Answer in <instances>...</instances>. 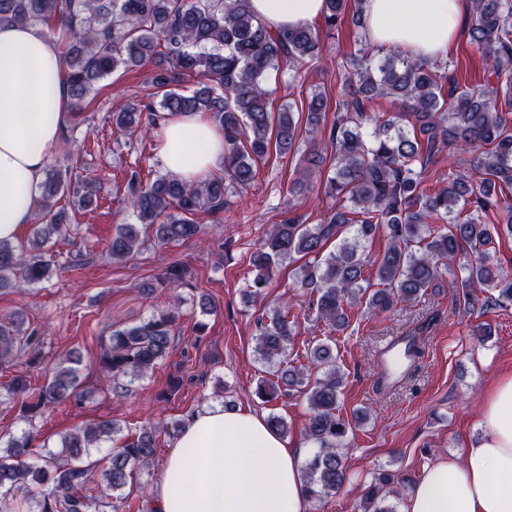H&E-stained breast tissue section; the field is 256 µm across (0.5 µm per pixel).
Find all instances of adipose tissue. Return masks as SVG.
<instances>
[{"instance_id":"adipose-tissue-1","label":"adipose tissue","mask_w":512,"mask_h":512,"mask_svg":"<svg viewBox=\"0 0 512 512\" xmlns=\"http://www.w3.org/2000/svg\"><path fill=\"white\" fill-rule=\"evenodd\" d=\"M275 29L313 25L324 0H250ZM470 0H364L367 39L429 60L456 49ZM60 44L43 28L0 24V240L18 242L34 216L48 160L69 119ZM163 167L192 183L224 167V132L199 113L157 130ZM481 438L423 470L402 512H512V371L483 396ZM153 498L157 512H309L301 444L263 415L220 406L193 415L169 451Z\"/></svg>"}]
</instances>
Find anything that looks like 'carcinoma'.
<instances>
[{
	"mask_svg": "<svg viewBox=\"0 0 512 512\" xmlns=\"http://www.w3.org/2000/svg\"><path fill=\"white\" fill-rule=\"evenodd\" d=\"M249 0H0V23L44 25L61 38L67 94L74 113L83 111L98 85L114 72L147 62L157 100L112 113L119 129L149 130L161 112L201 113L224 129V176L187 184L167 173L142 183L133 173L128 193L139 224L155 227L161 242L199 237L195 216L224 212L232 190L254 182L270 151H295L298 123L290 104L269 111L267 75L283 64L312 62L322 37L351 16L361 29L363 0H324L321 23L274 30L249 9ZM469 38L485 59V83L463 89L448 85V64L394 50L385 55L366 38L347 58L348 72L336 100V119L329 140L335 146L332 174L321 183L336 207L319 224H306L292 214L275 224L250 256L253 279L246 282L252 298L263 296L274 269L285 261H303L300 286L316 293L317 319L336 331L349 327L352 303L366 299L371 312H385L411 302L439 278V267L459 271L463 305H475L478 293L496 292V302L512 303V274L493 261V239L512 237V205L500 203L498 190L512 189V0H472ZM195 79L185 89L181 83ZM385 98L392 111L374 117L375 129L361 131L370 102ZM326 99L313 94L307 105L308 132L321 131ZM471 156L478 180L449 166L446 186L428 194L422 189L430 158L443 150ZM323 158L311 150L293 182L302 194ZM68 172L51 169L41 185L35 220L27 246L0 241V291L36 285L50 277L41 251L54 237L69 233L57 197L70 190ZM503 210L498 223L488 224L491 211ZM384 235L387 246L375 260L377 283L365 278V244ZM336 250L323 253L328 243ZM142 240L138 224H124L109 243L110 255L124 260ZM473 259L456 264L466 253ZM176 312L153 315L112 331L100 357L101 372L118 388L142 380L163 361L174 340ZM256 352L269 375L258 394L273 399L282 390L305 395L309 417L304 439L315 445L306 460L304 482L309 499L337 494L350 481L339 454L351 424L339 413L344 373L338 351L327 342L308 345L307 362L288 360L293 322L288 302L259 321ZM41 336L14 315L0 321V367L15 353H32L38 361ZM7 400L19 407L27 428L19 435L0 436V512H14L22 495L31 512H130L123 490L148 465L157 449V428L148 425L126 436L102 458L94 449L112 440L120 428L110 420L78 427L61 440V449H47L40 464L35 454L37 417L62 403L80 405L79 369L72 358L59 362L44 383L15 376L5 388ZM392 475L384 471L365 492L355 512H397L388 497ZM100 485V496L84 493Z\"/></svg>",
	"mask_w": 512,
	"mask_h": 512,
	"instance_id": "obj_1",
	"label": "carcinoma"
}]
</instances>
